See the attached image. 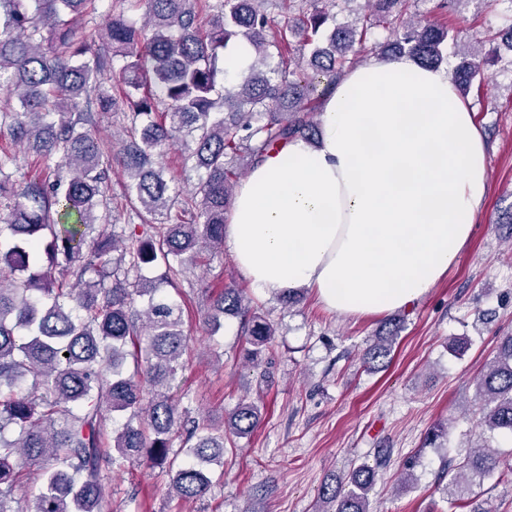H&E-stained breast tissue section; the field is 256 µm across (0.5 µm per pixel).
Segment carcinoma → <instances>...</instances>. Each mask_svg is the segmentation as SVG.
<instances>
[{
	"instance_id": "obj_1",
	"label": "carcinoma",
	"mask_w": 512,
	"mask_h": 512,
	"mask_svg": "<svg viewBox=\"0 0 512 512\" xmlns=\"http://www.w3.org/2000/svg\"><path fill=\"white\" fill-rule=\"evenodd\" d=\"M94 2L0 0V87L18 102L0 112V128L54 172L48 182L18 183L5 172L12 158H0V237L15 240L0 249V512H22L6 501L23 465L43 457L52 464L41 474L33 512H104V472L127 463L162 469L169 496L199 499L212 484L209 465L224 459V442L252 436L262 414L254 400L239 402L219 427L207 420L187 427L174 389L189 337L180 305L162 286L179 290L189 268L223 251L241 159L253 165L279 145L316 139L318 87L332 85L367 34L335 26L321 45L318 34L332 20L319 7L324 0H304L310 9L285 29L261 9L265 0H125L89 41L78 36V21ZM141 9L140 23L131 13ZM298 30L311 72L267 66V49H281ZM392 34V53L433 67L455 40L437 22L403 21ZM241 39L255 59L222 90L225 52ZM469 56L452 73L460 89L480 74L479 54ZM114 78L134 123L114 159L139 220L119 235L107 198L114 159L100 148L93 115L113 110ZM174 144L182 146V166L205 173L190 196L161 161ZM147 269L159 274L149 277ZM226 315L245 317L250 361L261 362L275 336L272 322L233 284L210 300L209 335L224 328ZM395 340L390 331L370 340L369 368L389 365ZM474 400L486 430L512 435V335L499 339L476 377ZM183 433L186 459L179 462L170 448ZM388 458L381 448L374 464L325 480L316 512H374L370 493ZM511 474L502 456L481 445L453 468L447 499L463 508L475 486Z\"/></svg>"
}]
</instances>
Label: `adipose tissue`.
Wrapping results in <instances>:
<instances>
[{"label":"adipose tissue","instance_id":"adipose-tissue-1","mask_svg":"<svg viewBox=\"0 0 512 512\" xmlns=\"http://www.w3.org/2000/svg\"><path fill=\"white\" fill-rule=\"evenodd\" d=\"M487 171L485 134L449 69L381 55L327 91L317 145L297 139L254 165L227 245L258 291L306 286L343 316L390 312L455 265Z\"/></svg>","mask_w":512,"mask_h":512}]
</instances>
